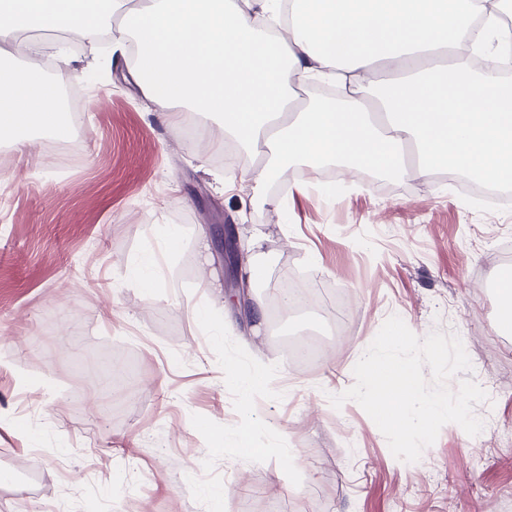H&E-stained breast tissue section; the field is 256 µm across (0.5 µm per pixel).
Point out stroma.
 <instances>
[{
  "label": "stroma",
  "instance_id": "obj_1",
  "mask_svg": "<svg viewBox=\"0 0 512 512\" xmlns=\"http://www.w3.org/2000/svg\"><path fill=\"white\" fill-rule=\"evenodd\" d=\"M71 41L44 38L51 76L60 56L90 61ZM133 71L119 56L71 81L78 158H48L37 134L0 164V512H512V334L488 287L512 207H481L444 173L354 182L296 165L227 187L230 165L203 145L219 117L181 102L178 125L151 116ZM218 224L262 237L246 290L232 286L243 266L198 249ZM152 254L146 288L134 271ZM295 274L319 291L291 312L274 296ZM255 297L259 328L243 305ZM190 304L225 331L193 323ZM392 315L421 338L457 335L488 394L480 434L446 424L415 463L358 403L329 401ZM307 329L325 345L306 368L286 351ZM103 353L134 363L125 394L99 381ZM231 361L281 373L247 395L224 376Z\"/></svg>",
  "mask_w": 512,
  "mask_h": 512
}]
</instances>
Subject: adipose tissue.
<instances>
[{
    "instance_id": "obj_1",
    "label": "adipose tissue",
    "mask_w": 512,
    "mask_h": 512,
    "mask_svg": "<svg viewBox=\"0 0 512 512\" xmlns=\"http://www.w3.org/2000/svg\"><path fill=\"white\" fill-rule=\"evenodd\" d=\"M508 0H0V36L38 30L92 40L112 17L127 18L112 49L132 39L153 65L145 96L167 124L179 100L220 116L225 136L244 150L268 144L249 180L300 164L430 180L437 170L469 172L512 185V81L475 73L462 58L416 67L459 43L486 44ZM486 23L472 24L476 14ZM0 48V140L51 127L56 103L41 73L13 66ZM394 65L376 89V113L363 98L348 107L288 115L296 79L359 76L376 61Z\"/></svg>"
}]
</instances>
